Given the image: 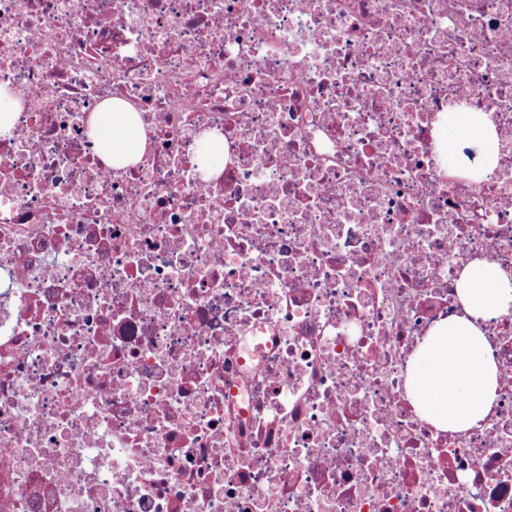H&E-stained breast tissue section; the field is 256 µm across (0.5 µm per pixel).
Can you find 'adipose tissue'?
Listing matches in <instances>:
<instances>
[{
  "label": "adipose tissue",
  "mask_w": 512,
  "mask_h": 512,
  "mask_svg": "<svg viewBox=\"0 0 512 512\" xmlns=\"http://www.w3.org/2000/svg\"><path fill=\"white\" fill-rule=\"evenodd\" d=\"M92 135L102 159L121 168L138 160L146 137L134 109L121 100L103 103L92 120ZM440 141L472 140L479 167L496 160V132L481 113L453 112L437 125ZM457 293L461 316L431 330L414 352L408 371V396L420 416L442 431L479 426L497 398L499 376L483 323L512 311V275L498 264L474 261L462 268Z\"/></svg>",
  "instance_id": "1"
}]
</instances>
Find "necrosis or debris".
I'll list each match as a JSON object with an SVG mask.
<instances>
[{
	"label": "necrosis or debris",
	"mask_w": 512,
	"mask_h": 512,
	"mask_svg": "<svg viewBox=\"0 0 512 512\" xmlns=\"http://www.w3.org/2000/svg\"><path fill=\"white\" fill-rule=\"evenodd\" d=\"M0 86V512H512V314L479 427L406 383L460 270L512 273V0H0ZM92 135L100 156L112 167L122 168L138 160L146 137L137 112L126 102L109 100L102 104L92 120ZM437 135L445 151L448 141L458 137L468 138L475 143L477 147L450 143L448 160L454 159L456 165L461 158H464L462 153L471 159L476 154L477 157L479 156V169H470V172L476 176L482 175V171L491 167L496 161V132L488 117L482 113L453 112L449 116L443 115L437 125Z\"/></svg>",
	"instance_id": "obj_1"
}]
</instances>
